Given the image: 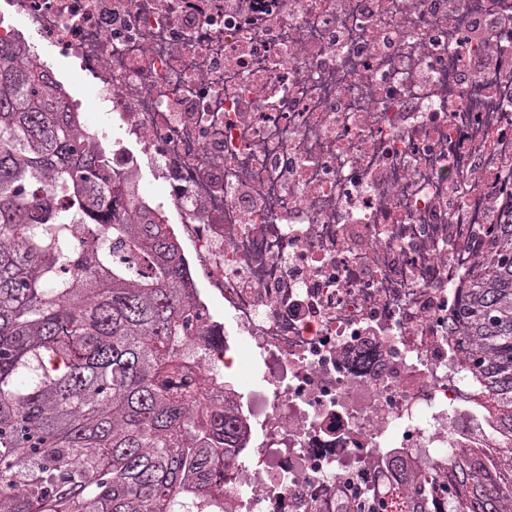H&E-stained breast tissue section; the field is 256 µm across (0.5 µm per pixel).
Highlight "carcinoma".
I'll return each mask as SVG.
<instances>
[{
    "label": "carcinoma",
    "mask_w": 512,
    "mask_h": 512,
    "mask_svg": "<svg viewBox=\"0 0 512 512\" xmlns=\"http://www.w3.org/2000/svg\"><path fill=\"white\" fill-rule=\"evenodd\" d=\"M20 51L0 49V512H225L213 479L248 429L230 382L222 410L178 383L199 332L174 236L120 199L67 92ZM78 215L92 231L76 245ZM450 333L512 441V221L484 239ZM336 512H512V445L445 481L397 458L382 491L352 484Z\"/></svg>",
    "instance_id": "cac0c4a2"
}]
</instances>
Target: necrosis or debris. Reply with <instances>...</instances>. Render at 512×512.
Here are the masks:
<instances>
[{
    "mask_svg": "<svg viewBox=\"0 0 512 512\" xmlns=\"http://www.w3.org/2000/svg\"><path fill=\"white\" fill-rule=\"evenodd\" d=\"M493 0H0L77 76L78 134L176 227L189 381L242 382L230 512H335L397 455L502 435L448 319L512 218V19Z\"/></svg>",
    "mask_w": 512,
    "mask_h": 512,
    "instance_id": "obj_1",
    "label": "necrosis or debris"
}]
</instances>
